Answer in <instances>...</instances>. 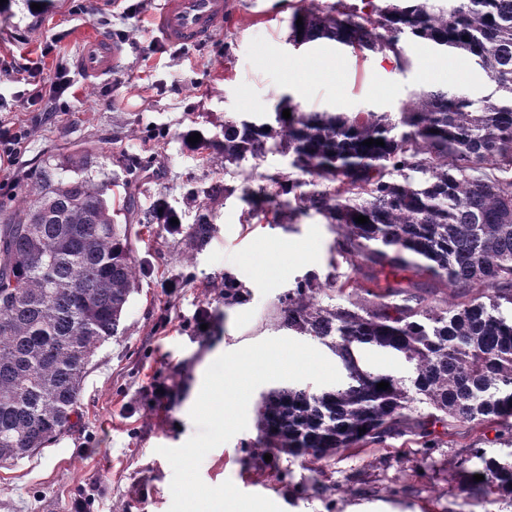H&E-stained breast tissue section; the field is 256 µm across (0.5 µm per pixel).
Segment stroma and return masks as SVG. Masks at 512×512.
Masks as SVG:
<instances>
[{
    "instance_id": "obj_1",
    "label": "stroma",
    "mask_w": 512,
    "mask_h": 512,
    "mask_svg": "<svg viewBox=\"0 0 512 512\" xmlns=\"http://www.w3.org/2000/svg\"><path fill=\"white\" fill-rule=\"evenodd\" d=\"M77 0H59L39 14L14 0L0 16V94L11 95L24 67L37 61L42 97L37 106L14 102L0 120L32 128L27 146L14 161L0 165L10 196L24 190L20 171L57 148H102L111 176L127 178L123 155L150 159L137 178L138 197L149 206L166 196L182 223L193 220L183 203L189 185L214 177L200 167L179 135L191 124L205 126L225 117L273 116L288 103L305 112H388L399 116L422 90L440 89L477 97L490 88L487 75L462 57L442 56L430 47L403 40L407 66L380 54L359 57L329 41L294 48L289 21L297 0H233L223 31L195 46L160 41L150 20L162 0H120L117 7L77 9ZM105 35L128 30L117 72L86 82L73 56L83 29ZM54 43L43 54L46 43ZM66 72L72 88L64 101L53 83ZM286 156L273 153L224 175L234 191L217 210L216 230L207 247L191 252L179 236L148 235L129 228L135 256L151 270L142 276L122 317L118 336L96 353L87 368L79 417L40 452L0 466V512H72L83 489L94 488L90 512H168L172 468L158 447H178L196 432L189 412L206 369L221 354L282 336L275 317L280 297L297 278L351 268L333 251L336 234L317 213L288 227L267 217L248 218L243 187L268 185L289 172ZM245 285V301L224 303L225 274ZM208 312V328L197 332L194 317ZM168 380L174 391L165 404L152 403V377ZM268 385L259 386L248 405V426L211 450L200 466L211 486L232 481L260 494L282 512H327L326 497L294 493L307 472L299 462L280 459L285 479L255 470L245 444L256 436L257 408ZM394 452L375 448L340 453L324 465L335 484L336 512H512L497 504L471 508L458 489L457 451L435 454L430 478L415 477L414 444L398 439Z\"/></svg>"
}]
</instances>
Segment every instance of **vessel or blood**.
I'll return each instance as SVG.
<instances>
[{
  "instance_id": "b4317fda",
  "label": "vessel or blood",
  "mask_w": 512,
  "mask_h": 512,
  "mask_svg": "<svg viewBox=\"0 0 512 512\" xmlns=\"http://www.w3.org/2000/svg\"><path fill=\"white\" fill-rule=\"evenodd\" d=\"M229 0H164L154 17V29L171 44H195L212 39L224 28ZM122 46L110 37L90 32L81 37L73 58L85 80L110 76L120 63Z\"/></svg>"
}]
</instances>
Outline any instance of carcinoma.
<instances>
[{
  "instance_id": "1",
  "label": "carcinoma",
  "mask_w": 512,
  "mask_h": 512,
  "mask_svg": "<svg viewBox=\"0 0 512 512\" xmlns=\"http://www.w3.org/2000/svg\"><path fill=\"white\" fill-rule=\"evenodd\" d=\"M300 2L293 41L328 40L401 65L407 36L475 60L492 90L474 99L423 91L397 122L288 104L289 119L280 108L272 121L231 116L215 132L180 134L200 165L222 161L226 173L270 153L289 157L291 172L242 188V197L276 224L322 215L337 234L334 250L354 270L371 269L343 281L308 273L280 298L277 326L328 346L346 380L320 393L270 390L248 453L300 462L310 472L302 490L323 494L321 463L340 451L412 436L424 462L470 436L458 452L460 491L469 503L512 502V0ZM369 138L385 146L363 145ZM20 180L24 196L0 199L1 466L31 456L78 415L90 358L118 335L139 287L128 225L182 234L201 250L234 192L222 180L188 189L194 220L173 224L165 197L144 208L135 183L114 192L96 148L53 153ZM359 215L368 223H356ZM408 271L457 287L462 300L411 291L396 280ZM242 291L224 275L225 305ZM337 295L348 305L322 304ZM364 347L401 358L406 374L365 368ZM381 381L389 387L377 389ZM490 441L509 451L488 454Z\"/></svg>"
}]
</instances>
